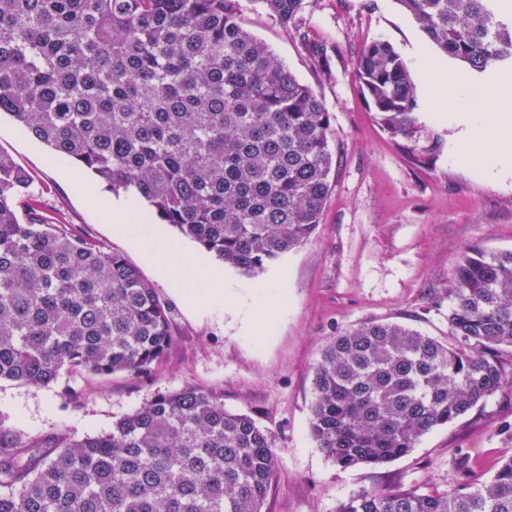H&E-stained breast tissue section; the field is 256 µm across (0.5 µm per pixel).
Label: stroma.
Returning a JSON list of instances; mask_svg holds the SVG:
<instances>
[{"label":"stroma","instance_id":"stroma-1","mask_svg":"<svg viewBox=\"0 0 512 512\" xmlns=\"http://www.w3.org/2000/svg\"><path fill=\"white\" fill-rule=\"evenodd\" d=\"M303 17L295 33L251 0L241 2L242 26L314 87L331 114L330 193L310 239L259 275L210 259L224 273L221 299L186 303L145 249L116 233L111 211L70 180L76 174L91 184L93 174L66 156L53 165L46 145L0 116V152L32 175L46 215L136 267L166 307L172 335L163 357L138 375L64 369L47 386L1 380V428L32 441L78 439L111 430L157 394L188 385L214 391L225 408L250 414L274 436L278 466L263 512H338L371 489L445 493L455 485L456 449L485 478L512 455L510 386L382 466L340 469L311 436L314 372L329 338L389 321L447 339L449 277L461 254L473 245L512 250V164L482 172L456 161L461 128L429 120L432 103L415 56L419 47L434 58L439 52L396 0H306ZM378 40L401 54L418 89L413 140L384 130L363 94L355 61ZM316 45L328 49L325 66L312 54ZM258 321L264 330L257 336Z\"/></svg>","mask_w":512,"mask_h":512}]
</instances>
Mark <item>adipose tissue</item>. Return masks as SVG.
Wrapping results in <instances>:
<instances>
[{
    "mask_svg": "<svg viewBox=\"0 0 512 512\" xmlns=\"http://www.w3.org/2000/svg\"><path fill=\"white\" fill-rule=\"evenodd\" d=\"M420 65L438 108L452 111L464 128L455 146L460 164L483 167L491 157L512 156L511 75L500 77L492 85L472 87L429 56H422ZM111 208L116 230L147 245L148 256L160 275L178 286L185 299H195V288L199 285L208 295L222 294V280L217 272L172 247L154 225L143 223L129 203L115 202Z\"/></svg>",
    "mask_w": 512,
    "mask_h": 512,
    "instance_id": "obj_1",
    "label": "adipose tissue"
}]
</instances>
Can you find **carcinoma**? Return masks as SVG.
Here are the masks:
<instances>
[{
	"label": "carcinoma",
	"instance_id": "1",
	"mask_svg": "<svg viewBox=\"0 0 512 512\" xmlns=\"http://www.w3.org/2000/svg\"><path fill=\"white\" fill-rule=\"evenodd\" d=\"M287 30L305 0H252ZM437 49L474 71L512 64L496 0H397ZM240 0H0V112L90 169L202 254L246 275L320 224L334 156L331 115L239 20ZM394 136L416 133L418 95L385 41L356 63ZM450 342L372 321L332 337L315 368L310 433L346 470L408 455L428 431L512 386V251L463 252ZM171 337L154 288L40 210L29 173L0 153V380L53 383L63 368L139 374ZM273 434L222 396L159 393L72 440L0 429V512H262ZM451 493L363 490L339 512H512V456L488 480L453 459Z\"/></svg>",
	"mask_w": 512,
	"mask_h": 512
}]
</instances>
